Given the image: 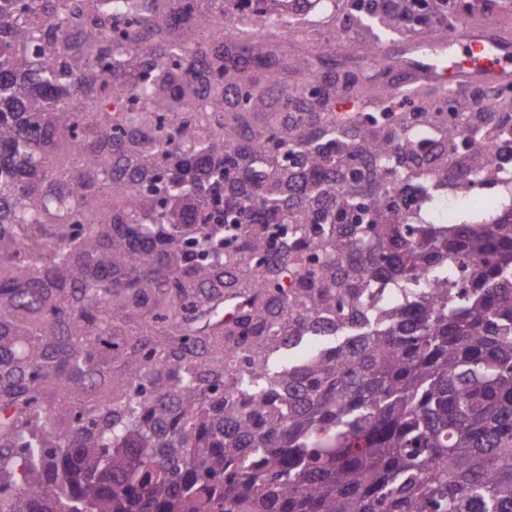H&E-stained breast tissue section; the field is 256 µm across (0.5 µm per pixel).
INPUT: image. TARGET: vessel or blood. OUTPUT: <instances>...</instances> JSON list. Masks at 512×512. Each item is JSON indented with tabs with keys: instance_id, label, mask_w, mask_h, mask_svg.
I'll return each mask as SVG.
<instances>
[{
	"instance_id": "vessel-or-blood-1",
	"label": "vessel or blood",
	"mask_w": 512,
	"mask_h": 512,
	"mask_svg": "<svg viewBox=\"0 0 512 512\" xmlns=\"http://www.w3.org/2000/svg\"><path fill=\"white\" fill-rule=\"evenodd\" d=\"M405 54L407 71L430 77L453 90L475 81L489 85L512 83V39L475 31L462 20L437 43L406 44Z\"/></svg>"
}]
</instances>
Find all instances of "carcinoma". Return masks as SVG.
<instances>
[{"label": "carcinoma", "instance_id": "carcinoma-1", "mask_svg": "<svg viewBox=\"0 0 512 512\" xmlns=\"http://www.w3.org/2000/svg\"><path fill=\"white\" fill-rule=\"evenodd\" d=\"M291 2L0 0V512H512V84ZM482 186H477L473 189H471L468 193H461L457 191L454 187L448 186V191L446 188L440 189L441 191V209H442V215L444 219V223H451L448 222V216H451L454 220V218L457 216V214L467 208L468 205V197L467 195L475 192L476 190L480 189Z\"/></svg>", "mask_w": 512, "mask_h": 512}]
</instances>
